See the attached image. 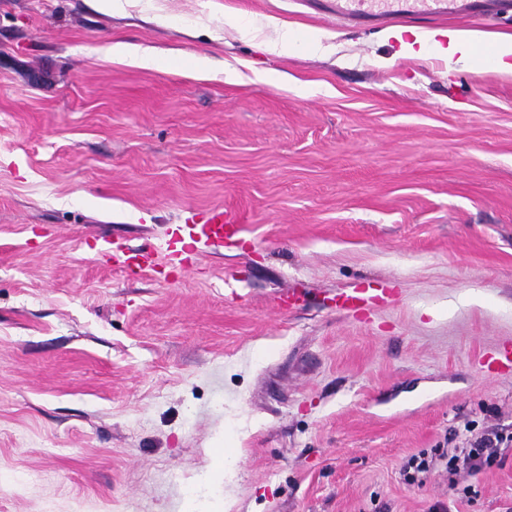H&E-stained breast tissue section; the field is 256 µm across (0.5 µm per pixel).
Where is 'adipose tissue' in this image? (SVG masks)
Listing matches in <instances>:
<instances>
[{
    "mask_svg": "<svg viewBox=\"0 0 512 512\" xmlns=\"http://www.w3.org/2000/svg\"><path fill=\"white\" fill-rule=\"evenodd\" d=\"M393 36L399 40L403 54L409 57L421 56L423 51L431 48L448 62L459 58L476 67L482 64L481 59L472 52L473 46L484 38L483 32L480 31L423 32L414 29L406 35L398 29L394 31Z\"/></svg>",
    "mask_w": 512,
    "mask_h": 512,
    "instance_id": "adipose-tissue-1",
    "label": "adipose tissue"
}]
</instances>
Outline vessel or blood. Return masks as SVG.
Returning a JSON list of instances; mask_svg holds the SVG:
<instances>
[{
	"instance_id": "obj_1",
	"label": "vessel or blood",
	"mask_w": 512,
	"mask_h": 512,
	"mask_svg": "<svg viewBox=\"0 0 512 512\" xmlns=\"http://www.w3.org/2000/svg\"><path fill=\"white\" fill-rule=\"evenodd\" d=\"M320 9L333 21L386 25L403 18L487 17L512 11V0H321ZM242 231V220L232 209L218 206L204 216H192L190 223L177 225L161 247H126L106 239L99 252L114 268L138 273H158L170 268L188 273L187 253L198 246L221 248L231 244ZM384 297L356 289L339 295L337 309L363 313L381 303ZM488 374L512 373V342L499 344L482 361Z\"/></svg>"
}]
</instances>
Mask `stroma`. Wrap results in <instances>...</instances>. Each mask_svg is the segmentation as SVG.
<instances>
[{
	"instance_id": "35a3bbf8",
	"label": "stroma",
	"mask_w": 512,
	"mask_h": 512,
	"mask_svg": "<svg viewBox=\"0 0 512 512\" xmlns=\"http://www.w3.org/2000/svg\"><path fill=\"white\" fill-rule=\"evenodd\" d=\"M382 34L313 0H0V512H512V447L470 500L401 475L512 429L476 366L512 341V76ZM217 205L243 231L186 278L95 255ZM110 50L113 60L118 59L142 69L157 68L161 64V59L147 48L119 42L112 44ZM368 289H354L336 297V309L347 312L364 313L384 302V291L381 294H368Z\"/></svg>"
}]
</instances>
